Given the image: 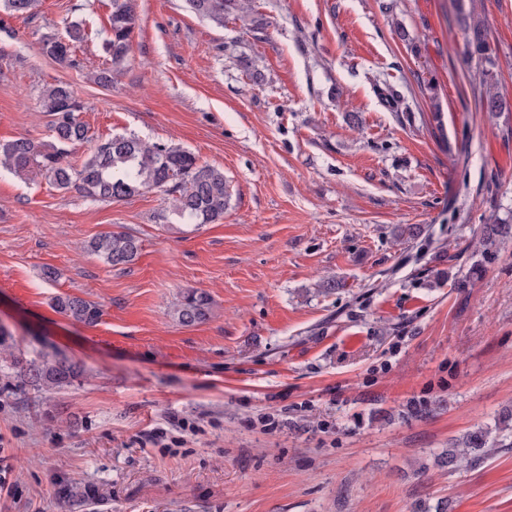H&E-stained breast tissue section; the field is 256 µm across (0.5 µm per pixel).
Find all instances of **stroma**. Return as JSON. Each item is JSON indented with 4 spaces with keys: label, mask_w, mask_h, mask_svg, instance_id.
<instances>
[{
    "label": "stroma",
    "mask_w": 512,
    "mask_h": 512,
    "mask_svg": "<svg viewBox=\"0 0 512 512\" xmlns=\"http://www.w3.org/2000/svg\"><path fill=\"white\" fill-rule=\"evenodd\" d=\"M382 3L257 0L248 28L138 0L109 87L92 75L112 0L0 11V144L51 142L41 94L61 82L93 141L183 147L232 193L222 221L177 231L162 191L101 202L0 166V323L23 357L85 369L51 394L0 371V512H512V448L438 463L512 405V240L467 275L473 229L512 210V117L480 109L455 0ZM474 8L512 95V0ZM72 21L90 37L64 67L41 46ZM119 230L143 249L114 268L86 245ZM191 288L212 309L184 326ZM65 293L98 323L56 312ZM211 310L209 294L199 289L186 290L174 309L179 323L191 326L207 319ZM53 304L58 313L84 324H95L101 317V310L92 301L80 296L64 294L57 295Z\"/></svg>",
    "instance_id": "1"
}]
</instances>
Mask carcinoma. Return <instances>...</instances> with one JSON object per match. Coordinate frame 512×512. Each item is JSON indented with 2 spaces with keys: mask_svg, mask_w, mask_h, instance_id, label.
<instances>
[{
  "mask_svg": "<svg viewBox=\"0 0 512 512\" xmlns=\"http://www.w3.org/2000/svg\"><path fill=\"white\" fill-rule=\"evenodd\" d=\"M38 0H0V9L11 15H29ZM189 10L224 26V17L258 22L256 0H185ZM137 20L136 0H112L109 28L104 50L110 65L92 75L101 86L112 84L128 59ZM466 34L467 59L477 65L482 108L499 117L512 112V99L499 88L496 50L483 20L469 14L459 18ZM84 40L81 24L71 22L66 36L43 40V53L59 64H73L76 45ZM44 112L51 117L53 143L41 148L27 138L0 145V163L14 172L41 175L58 187H73L86 196L107 202H119L142 189L154 188L170 196V211L185 224L196 227L224 219L231 200L224 171L198 163L196 156L183 148L148 142L135 135H115L97 143L83 164L74 168L66 162L69 148L89 141L88 128L80 120L82 105L67 84H56L43 94ZM512 240V216L494 217L481 225L470 244L488 254L500 242ZM90 250L113 268L131 264L139 256L141 240L125 231L101 233L89 243ZM53 304L58 313L84 324H94L101 310L80 296L57 295ZM211 310L209 294L199 289L186 290L174 309L179 323L191 326L207 319ZM12 333L0 324V360L21 383L42 392L58 391L73 384L83 369L66 357L40 355L27 360L14 355L9 338ZM501 448H512V409L499 414L494 427H480L452 440L441 463L448 471L467 470L491 458Z\"/></svg>",
  "mask_w": 512,
  "mask_h": 512,
  "instance_id": "cac0c4a2",
  "label": "carcinoma"
}]
</instances>
